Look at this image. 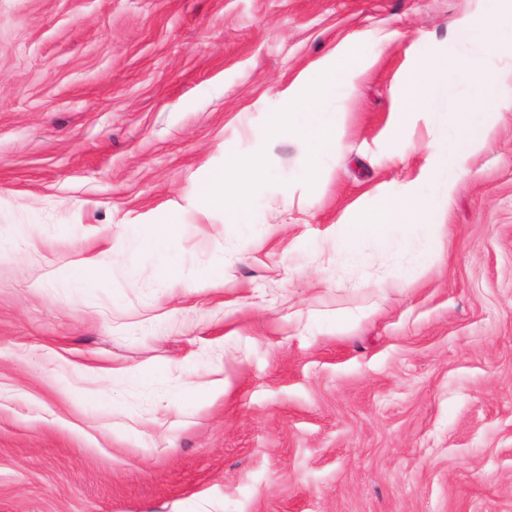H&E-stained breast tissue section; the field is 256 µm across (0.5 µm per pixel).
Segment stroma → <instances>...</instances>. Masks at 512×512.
<instances>
[{"label":"stroma","instance_id":"stroma-1","mask_svg":"<svg viewBox=\"0 0 512 512\" xmlns=\"http://www.w3.org/2000/svg\"><path fill=\"white\" fill-rule=\"evenodd\" d=\"M462 17L483 0H0V512H512V29L441 260L404 283L424 237L335 248L432 192L469 89L393 101ZM355 36L374 64L310 183L283 91ZM232 156L241 224L202 194ZM107 270L108 263L104 260L82 263L66 268L65 278L72 282H84L90 278H96L103 275Z\"/></svg>","mask_w":512,"mask_h":512}]
</instances>
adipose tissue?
I'll return each mask as SVG.
<instances>
[{
    "instance_id": "ef3b65f1",
    "label": "adipose tissue",
    "mask_w": 512,
    "mask_h": 512,
    "mask_svg": "<svg viewBox=\"0 0 512 512\" xmlns=\"http://www.w3.org/2000/svg\"><path fill=\"white\" fill-rule=\"evenodd\" d=\"M487 2L486 17L481 25L461 19L454 26L458 42L474 45V52L459 57L456 66L450 69L431 57H424L402 83L394 100L396 112L406 115L421 108L429 93L459 80L470 85L475 107L494 106L496 86L487 77L485 57L496 47L499 30L512 28V0ZM359 60V41L350 39L335 49L326 63L298 76L288 88V131L307 151L308 179L318 177L321 161L334 154L338 147L341 115L329 111L325 102L333 96L354 93L363 72ZM490 132L489 125L468 119L452 136L432 144L429 158L433 179L444 184L465 173L469 159ZM254 167L250 159L230 160L225 169L214 173L204 186L209 203L223 210L226 223L238 224L245 217L250 187L244 174ZM233 169L240 171V178H228V171ZM448 207V202L436 203L427 197L379 198L372 209L355 214L348 233L337 236L336 246L354 248L360 239L384 237L392 227L411 232L418 226L431 225L433 215L445 212Z\"/></svg>"
}]
</instances>
